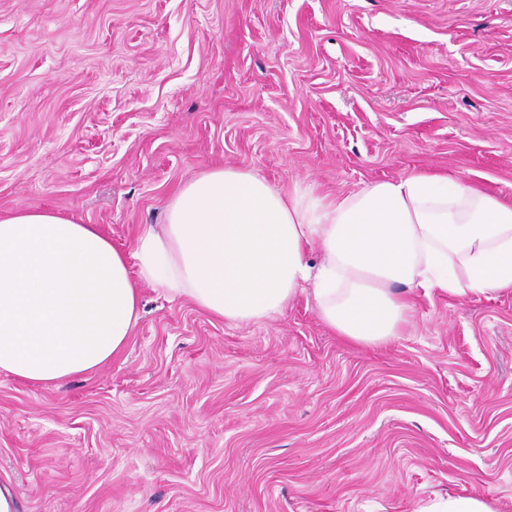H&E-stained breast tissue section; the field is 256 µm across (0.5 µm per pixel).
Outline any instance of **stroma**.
<instances>
[{"mask_svg": "<svg viewBox=\"0 0 512 512\" xmlns=\"http://www.w3.org/2000/svg\"><path fill=\"white\" fill-rule=\"evenodd\" d=\"M214 166L512 200V0H0L1 219L50 208L129 251ZM411 299L367 347L307 291L235 324L143 286L99 370L0 373V486L16 512H512V292ZM420 512H496L485 501L462 495H448L446 498H437L423 508Z\"/></svg>", "mask_w": 512, "mask_h": 512, "instance_id": "obj_1", "label": "stroma"}]
</instances>
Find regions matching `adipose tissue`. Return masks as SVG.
<instances>
[{
	"label": "adipose tissue",
	"mask_w": 512,
	"mask_h": 512,
	"mask_svg": "<svg viewBox=\"0 0 512 512\" xmlns=\"http://www.w3.org/2000/svg\"><path fill=\"white\" fill-rule=\"evenodd\" d=\"M144 283L233 323L283 313L309 283L332 331L382 345L408 323V291H512V201L435 172L330 197L213 167L130 253L94 225L17 209L0 219V372L45 385L108 362L141 316Z\"/></svg>",
	"instance_id": "obj_1"
}]
</instances>
